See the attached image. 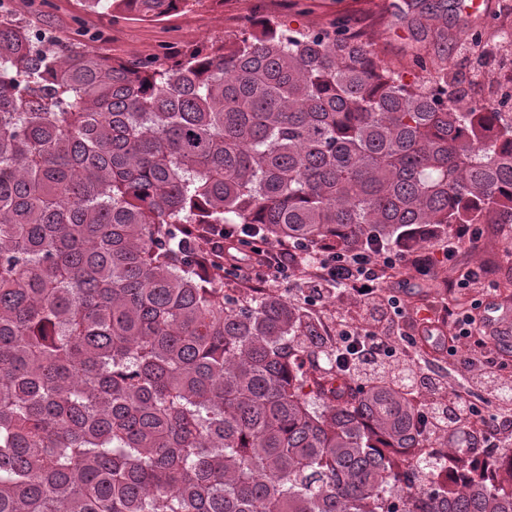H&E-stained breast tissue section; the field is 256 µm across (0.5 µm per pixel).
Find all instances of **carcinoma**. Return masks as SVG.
Wrapping results in <instances>:
<instances>
[{
    "label": "carcinoma",
    "mask_w": 512,
    "mask_h": 512,
    "mask_svg": "<svg viewBox=\"0 0 512 512\" xmlns=\"http://www.w3.org/2000/svg\"><path fill=\"white\" fill-rule=\"evenodd\" d=\"M415 65L336 21L118 62L0 10V512H512V447L458 456L301 306L212 273L230 225L317 250L512 224V115Z\"/></svg>",
    "instance_id": "obj_1"
}]
</instances>
